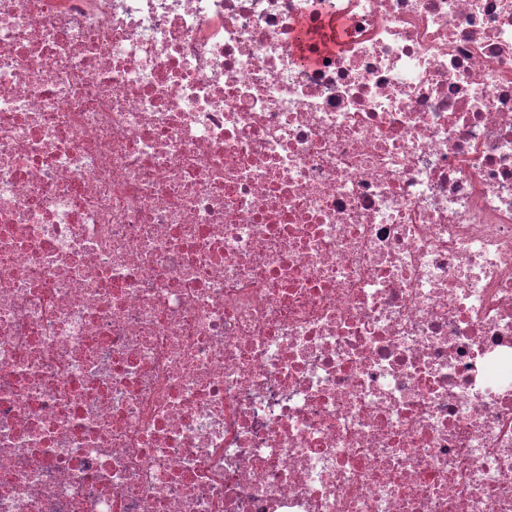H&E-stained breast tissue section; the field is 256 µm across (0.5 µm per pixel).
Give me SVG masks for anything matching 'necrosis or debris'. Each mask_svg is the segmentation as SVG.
Here are the masks:
<instances>
[{"label": "necrosis or debris", "instance_id": "4bbe7bcc", "mask_svg": "<svg viewBox=\"0 0 512 512\" xmlns=\"http://www.w3.org/2000/svg\"><path fill=\"white\" fill-rule=\"evenodd\" d=\"M0 512H512V0H0Z\"/></svg>", "mask_w": 512, "mask_h": 512}]
</instances>
